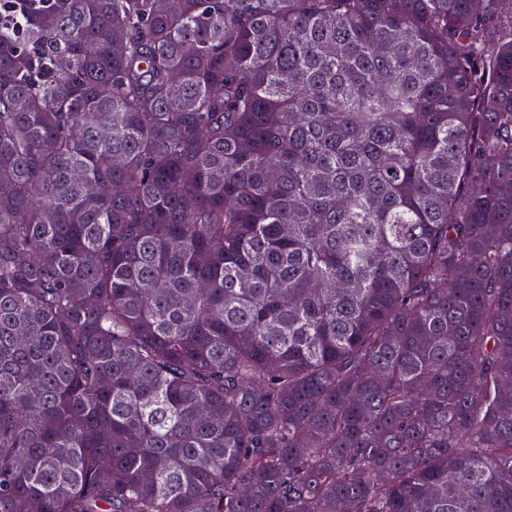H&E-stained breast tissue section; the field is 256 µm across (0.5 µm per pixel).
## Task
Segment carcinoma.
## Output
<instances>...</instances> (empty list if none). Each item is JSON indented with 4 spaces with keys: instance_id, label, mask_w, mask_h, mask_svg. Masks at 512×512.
Wrapping results in <instances>:
<instances>
[{
    "instance_id": "1",
    "label": "carcinoma",
    "mask_w": 512,
    "mask_h": 512,
    "mask_svg": "<svg viewBox=\"0 0 512 512\" xmlns=\"http://www.w3.org/2000/svg\"><path fill=\"white\" fill-rule=\"evenodd\" d=\"M21 8L0 512H512V7Z\"/></svg>"
}]
</instances>
